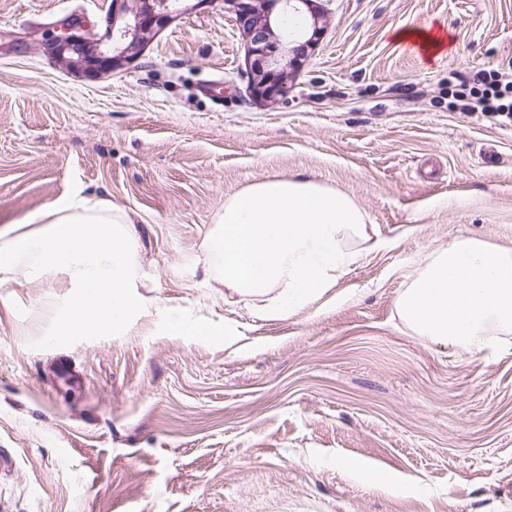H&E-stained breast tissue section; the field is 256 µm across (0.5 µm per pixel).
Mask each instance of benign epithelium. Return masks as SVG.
<instances>
[{"label":"benign epithelium","mask_w":512,"mask_h":512,"mask_svg":"<svg viewBox=\"0 0 512 512\" xmlns=\"http://www.w3.org/2000/svg\"><path fill=\"white\" fill-rule=\"evenodd\" d=\"M250 59L249 93L272 101L288 91L294 69L321 35L315 0H224ZM170 0H110L103 34L65 22L42 42L58 65L100 78L133 61L172 18Z\"/></svg>","instance_id":"benign-epithelium-1"}]
</instances>
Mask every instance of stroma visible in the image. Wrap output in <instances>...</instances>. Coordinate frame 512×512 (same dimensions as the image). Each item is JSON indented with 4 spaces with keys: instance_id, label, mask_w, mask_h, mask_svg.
<instances>
[{
    "instance_id": "1",
    "label": "stroma",
    "mask_w": 512,
    "mask_h": 512,
    "mask_svg": "<svg viewBox=\"0 0 512 512\" xmlns=\"http://www.w3.org/2000/svg\"><path fill=\"white\" fill-rule=\"evenodd\" d=\"M323 33L253 99L224 0H185L88 79L45 33L107 0H0V226L58 198L135 217L143 301L123 336L44 331L63 277L0 286V512H512V342L473 354L396 311L462 233L512 247V123L448 109V74L512 72V0H319ZM446 26L426 57L394 31ZM272 177L347 194L383 239L323 298L262 321L204 285L224 200ZM238 331L171 336L159 306Z\"/></svg>"
}]
</instances>
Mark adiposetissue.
I'll return each instance as SVG.
<instances>
[{"instance_id":"ef3b65f1","label":"adipose tissue","mask_w":512,"mask_h":512,"mask_svg":"<svg viewBox=\"0 0 512 512\" xmlns=\"http://www.w3.org/2000/svg\"><path fill=\"white\" fill-rule=\"evenodd\" d=\"M36 228L0 230V286L35 273L64 276L70 291L46 334L122 336L142 301L130 214L106 199L68 196ZM203 249L206 283L259 300L285 319L320 299L361 257L383 246L346 194L307 179L273 178L225 198ZM402 323L470 353L512 335V248L461 234L409 275L397 301Z\"/></svg>"}]
</instances>
